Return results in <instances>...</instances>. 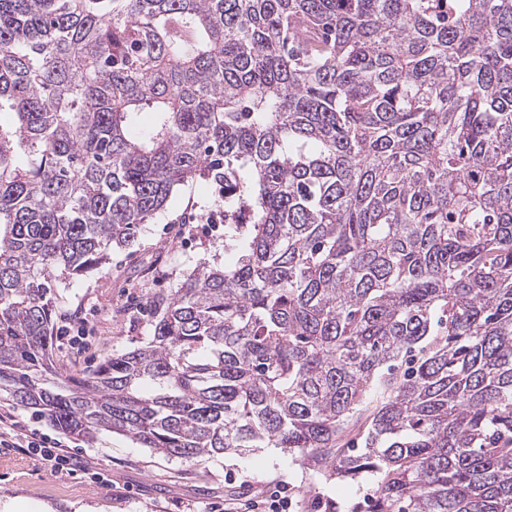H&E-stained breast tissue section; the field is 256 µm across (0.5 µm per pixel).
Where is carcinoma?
<instances>
[{
    "label": "carcinoma",
    "mask_w": 512,
    "mask_h": 512,
    "mask_svg": "<svg viewBox=\"0 0 512 512\" xmlns=\"http://www.w3.org/2000/svg\"><path fill=\"white\" fill-rule=\"evenodd\" d=\"M1 112L14 405L371 473L373 512H512V0H0ZM199 178L233 261L46 387L54 273L103 271Z\"/></svg>",
    "instance_id": "1"
}]
</instances>
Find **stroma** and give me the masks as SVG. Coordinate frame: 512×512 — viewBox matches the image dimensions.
<instances>
[{
  "mask_svg": "<svg viewBox=\"0 0 512 512\" xmlns=\"http://www.w3.org/2000/svg\"><path fill=\"white\" fill-rule=\"evenodd\" d=\"M215 207L207 181L182 186L131 248L113 250L104 273L56 280L57 379L85 375L112 354L141 345L150 334L153 295L178 287L199 265L231 262L223 225L198 224L188 235L179 231L177 221L187 209L200 214ZM0 413L14 419L16 434L52 439L86 466L82 472L59 473L12 450L0 454V512L12 505L17 512H212L226 499L251 496L275 480L287 482L292 512H314L321 495L335 501L337 512L371 509L373 475L321 480L277 448L185 463L108 431L90 443L73 440L1 395Z\"/></svg>",
  "mask_w": 512,
  "mask_h": 512,
  "instance_id": "obj_1",
  "label": "stroma"
}]
</instances>
